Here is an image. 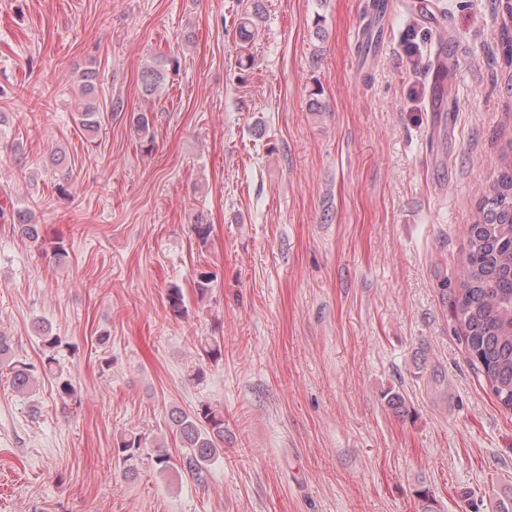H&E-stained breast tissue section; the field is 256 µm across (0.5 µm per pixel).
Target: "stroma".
I'll use <instances>...</instances> for the list:
<instances>
[{
	"mask_svg": "<svg viewBox=\"0 0 512 512\" xmlns=\"http://www.w3.org/2000/svg\"><path fill=\"white\" fill-rule=\"evenodd\" d=\"M261 2L244 72L247 0H0V192L68 251L50 261L0 223V334L36 364L35 328L50 325L80 396L65 407L54 381L20 394L0 374V512L512 503V411L453 310L480 191L512 148L496 0H388L375 38L358 34L367 0ZM442 30L452 66L437 112ZM162 54L178 66L142 96ZM91 69L124 110L90 137L78 85ZM315 95L327 112H310ZM141 110L149 152L127 119ZM198 214L213 226L204 245ZM202 265L218 278L201 298ZM211 340L220 361L202 350ZM205 403L225 428L205 484L147 457L123 476L120 434L173 445L170 408ZM259 4H255L252 10L246 9L238 18L236 23V37L239 40V69L247 70L252 64V55L249 53V46L258 32V25L261 21Z\"/></svg>",
	"mask_w": 512,
	"mask_h": 512,
	"instance_id": "obj_1",
	"label": "stroma"
}]
</instances>
